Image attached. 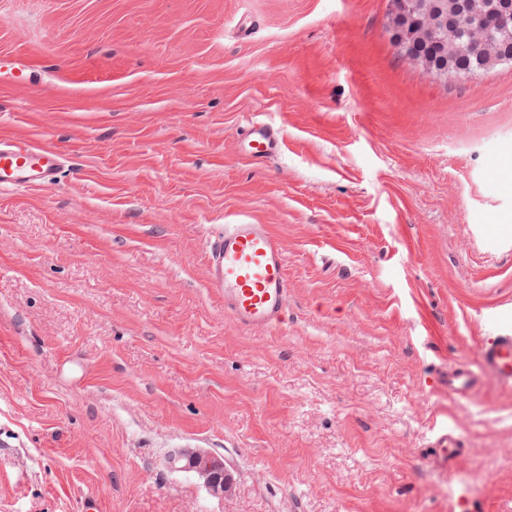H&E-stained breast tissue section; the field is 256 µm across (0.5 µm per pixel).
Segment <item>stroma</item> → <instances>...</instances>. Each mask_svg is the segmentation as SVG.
<instances>
[{"label":"stroma","instance_id":"35a3bbf8","mask_svg":"<svg viewBox=\"0 0 512 512\" xmlns=\"http://www.w3.org/2000/svg\"><path fill=\"white\" fill-rule=\"evenodd\" d=\"M394 27L391 0H0V138L69 161L0 195V512H512V388L441 381L512 328V66L433 75ZM246 223L286 247L276 329L207 282L212 226ZM249 137L251 158L256 161H264L277 150L280 143L279 132L266 123H252ZM430 448H434L433 465L450 473L464 453L466 444L456 429L440 425L433 430ZM181 457V453L169 456V464L175 471L195 473L213 493H224L230 487L231 478L224 470V461L221 458L206 452H191L190 465L180 467L177 462Z\"/></svg>","mask_w":512,"mask_h":512}]
</instances>
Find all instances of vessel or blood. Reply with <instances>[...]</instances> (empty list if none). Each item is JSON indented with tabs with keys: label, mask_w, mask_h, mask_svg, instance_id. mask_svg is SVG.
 <instances>
[{
	"label": "vessel or blood",
	"mask_w": 512,
	"mask_h": 512,
	"mask_svg": "<svg viewBox=\"0 0 512 512\" xmlns=\"http://www.w3.org/2000/svg\"><path fill=\"white\" fill-rule=\"evenodd\" d=\"M280 143V134L266 123H253L249 149L265 160ZM65 159L54 148L25 138L0 140V191H22L55 185ZM207 277L224 300V313L240 327L274 328L288 313V276L283 241L264 224H225L213 231L205 246ZM512 385V330L486 337L478 365L450 367L445 382L450 397L470 398L485 380ZM431 446L435 467L453 471L466 444L456 429L437 426Z\"/></svg>",
	"instance_id": "1"
}]
</instances>
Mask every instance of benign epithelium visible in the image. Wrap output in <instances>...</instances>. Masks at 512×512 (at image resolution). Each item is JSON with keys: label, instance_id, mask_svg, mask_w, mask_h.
Segmentation results:
<instances>
[{"label": "benign epithelium", "instance_id": "obj_1", "mask_svg": "<svg viewBox=\"0 0 512 512\" xmlns=\"http://www.w3.org/2000/svg\"><path fill=\"white\" fill-rule=\"evenodd\" d=\"M400 19L398 39L412 47L419 33L444 47L448 57L467 54L485 57L493 40L512 39V0H392ZM180 453L169 456L176 471L195 473L207 488L222 493L231 485L224 461L206 452H192L190 465L180 467Z\"/></svg>", "mask_w": 512, "mask_h": 512}]
</instances>
